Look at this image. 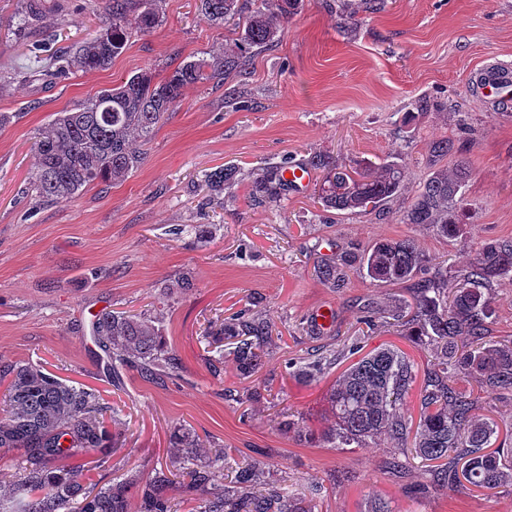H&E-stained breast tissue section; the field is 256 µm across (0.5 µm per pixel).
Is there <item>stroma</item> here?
Wrapping results in <instances>:
<instances>
[{"mask_svg": "<svg viewBox=\"0 0 512 512\" xmlns=\"http://www.w3.org/2000/svg\"><path fill=\"white\" fill-rule=\"evenodd\" d=\"M60 3L44 14V48L35 53L21 32L19 0H0V113L12 115L0 126V363L39 365L95 389L110 407L109 427L125 444L88 472L86 487L168 462L170 434L183 425L205 447L261 456L272 479L302 492L320 487L319 512H366L376 497L388 512H512V487L431 488L427 468L393 440L359 448L300 441L278 431L263 403L249 422L239 419L242 398L264 385L278 409L321 431L330 422L327 392L351 365L348 350L357 342L367 353L397 348L413 364L403 411L418 420L434 352L400 335L392 319L412 301L408 284L375 282L351 267L334 287L315 268L381 239H410L453 272L480 243L512 239V113L489 110L467 89L469 72L486 58L512 61V0H374L369 7L305 0L276 46L230 80L241 92L239 108H226L224 89L211 83L187 87L126 181L43 205L29 191L32 143L56 113L139 70L167 76L236 37L233 27L211 25L199 0H164L159 26L133 35L109 68L71 70L45 84L35 70L58 67V48L104 27L100 0ZM445 136L462 147L446 165L461 159L470 170L466 233L455 240L402 221L429 173L430 142ZM319 153L345 166L396 164L404 188L358 214L322 207L318 169L299 193L257 189L267 171ZM230 165L236 182L214 194L207 174ZM186 275L194 288L185 293ZM323 306L335 321L318 331L311 319ZM247 308L273 327L263 368L245 379L227 361L212 373L205 329ZM105 309L157 318L180 359L178 375L151 382L129 370L113 386L90 336L91 320ZM322 350L336 362L317 382L285 373L283 359ZM394 457L402 468L389 467Z\"/></svg>", "mask_w": 512, "mask_h": 512, "instance_id": "35a3bbf8", "label": "stroma"}]
</instances>
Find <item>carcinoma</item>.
<instances>
[{
  "label": "carcinoma",
  "mask_w": 512,
  "mask_h": 512,
  "mask_svg": "<svg viewBox=\"0 0 512 512\" xmlns=\"http://www.w3.org/2000/svg\"><path fill=\"white\" fill-rule=\"evenodd\" d=\"M162 2L104 0L103 32L77 47L55 75L70 68H108L132 32L159 25ZM302 6L303 0H253L246 11L240 0H201L211 24L237 25L235 42L220 55L184 62L160 82L152 71L142 70L57 113L33 143L32 195L49 202L71 198L92 185L126 180L142 165L143 146L185 88L211 81L225 84L244 73L252 54L278 42L283 26ZM24 13L25 22L37 24L44 0H25ZM453 149L454 142L446 137L432 142L428 178L403 214V223L425 224L450 240L465 234L463 187L469 177L463 160L451 169L441 165ZM310 165L324 173L320 204L347 214L375 209L403 188L404 174L395 164L347 168L319 155ZM235 177V168H222L207 176V184L218 195ZM349 263L324 262L316 274L338 286ZM359 267L376 282L412 283L414 306L398 314V327L401 335L436 351L420 395L419 421L413 426L401 412L413 383V365L385 347L363 356L336 379L327 393L333 422L321 433L289 418L279 422L280 429L300 440L318 437L333 448L389 437L431 464L434 487L450 479L478 490L512 485V468L503 462L501 449L486 451L496 428L477 414L480 394L512 392V344L488 334L495 316L492 286L512 278V240L481 244L453 276L446 267L429 268L409 239L375 242L362 252ZM90 333L117 385L129 368L149 381L178 373L179 359L154 318L103 310L94 316ZM203 340L211 347V366L224 363L227 354L239 375L249 378L269 355L272 328L247 309ZM329 362L330 357L318 354L303 364L287 359L284 367L313 379ZM1 379L7 387L0 401V450L19 451L24 474L13 484L0 477V512H175L171 492L178 490L190 494L191 512H316L319 489L298 493L271 479L263 461L241 459L230 448L203 455L201 441L187 428L172 433L169 464L145 477L131 472L119 482L89 490L82 484L87 466L79 453H98L101 467L122 448V434L109 429L108 407L98 392L32 364L1 365ZM457 379L474 384L476 391L456 389Z\"/></svg>",
  "instance_id": "obj_1"
}]
</instances>
